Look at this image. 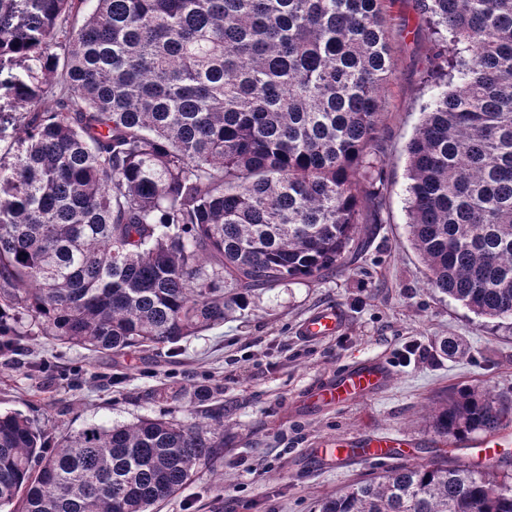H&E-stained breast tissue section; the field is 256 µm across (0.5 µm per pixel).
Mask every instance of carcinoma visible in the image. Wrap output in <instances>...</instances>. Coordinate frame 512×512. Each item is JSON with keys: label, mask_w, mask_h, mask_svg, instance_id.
<instances>
[{"label": "carcinoma", "mask_w": 512, "mask_h": 512, "mask_svg": "<svg viewBox=\"0 0 512 512\" xmlns=\"http://www.w3.org/2000/svg\"><path fill=\"white\" fill-rule=\"evenodd\" d=\"M416 2L433 45L409 235L434 290L512 322V0ZM396 3L0 0V75L21 69L0 79V356L30 336L160 351L340 268L382 223ZM193 396L202 422L90 424L50 450L0 413V509L150 512L224 447V405ZM511 414L463 389L428 423L453 442ZM503 463L398 466L319 512H512Z\"/></svg>", "instance_id": "1"}]
</instances>
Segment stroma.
Here are the masks:
<instances>
[{"label": "stroma", "instance_id": "35a3bbf8", "mask_svg": "<svg viewBox=\"0 0 512 512\" xmlns=\"http://www.w3.org/2000/svg\"><path fill=\"white\" fill-rule=\"evenodd\" d=\"M394 16L393 75L379 120L386 205L383 223L360 228L366 250L330 278L261 293L223 325L181 340L171 354L144 348L108 359L31 337L12 365L0 363V412L21 413L56 441L87 424L163 415L190 420V396L205 386L224 402V449L158 512H315L320 500L348 485L435 460L441 442L424 411L449 390L473 387L512 400V325L433 291L410 242L405 147L428 100L422 76L433 37L415 0H398ZM327 307L343 312V329L302 338V322ZM447 338L460 354H442ZM371 360L390 371L373 395L310 407L316 387ZM37 361L50 374L34 372ZM383 434L415 443V454L347 460L337 468L313 454L331 439Z\"/></svg>", "mask_w": 512, "mask_h": 512}]
</instances>
